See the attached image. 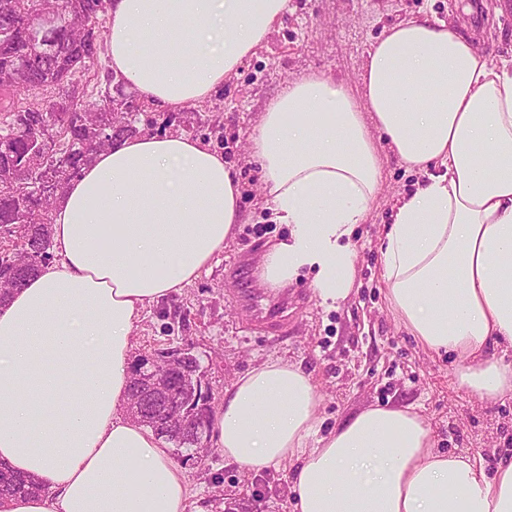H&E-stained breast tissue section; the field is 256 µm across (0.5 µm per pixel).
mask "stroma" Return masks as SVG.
Instances as JSON below:
<instances>
[{
	"label": "stroma",
	"mask_w": 512,
	"mask_h": 512,
	"mask_svg": "<svg viewBox=\"0 0 512 512\" xmlns=\"http://www.w3.org/2000/svg\"><path fill=\"white\" fill-rule=\"evenodd\" d=\"M424 12L476 34L493 63L512 60V12L495 15L489 0H290L288 13L237 77L210 100L175 113L174 129L209 144L240 171L245 222L208 272L143 308L133 356L191 346L201 385L217 405L237 378L279 356L318 385L323 431L370 405H412L432 424L442 451L480 453L493 467L512 456V401L484 403L458 387L455 358L424 353L387 308L378 239L397 195L412 190L415 173L397 160L386 163L371 211L352 237L354 287L337 308L321 306L306 276L276 293L257 290V255L288 232L271 222L260 176L247 163L248 135L259 113L305 71L356 80L383 27ZM173 460L187 478L190 512H225V505L240 508L256 497L262 512H292L285 467L255 475L228 463L216 447L198 462L178 453Z\"/></svg>",
	"instance_id": "stroma-1"
}]
</instances>
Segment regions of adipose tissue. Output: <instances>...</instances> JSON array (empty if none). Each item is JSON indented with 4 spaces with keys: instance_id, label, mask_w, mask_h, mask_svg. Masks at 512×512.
Listing matches in <instances>:
<instances>
[{
    "instance_id": "obj_1",
    "label": "adipose tissue",
    "mask_w": 512,
    "mask_h": 512,
    "mask_svg": "<svg viewBox=\"0 0 512 512\" xmlns=\"http://www.w3.org/2000/svg\"><path fill=\"white\" fill-rule=\"evenodd\" d=\"M288 0H112V71L160 111L207 101L255 53ZM361 93L312 71L249 133L273 222L259 283L310 275L323 305L353 287L351 237L387 158L419 174L380 237L394 320L432 355L458 359L480 401L512 398V64H492L445 20L389 26ZM224 157L181 133L99 152L51 212L54 262L0 306V461L51 491L0 512H187L166 444L127 414L142 307L207 271L243 221ZM311 376L268 359L237 378L210 419L225 459L251 473L291 466L293 512H512V458L436 446L411 407L370 406L320 435Z\"/></svg>"
}]
</instances>
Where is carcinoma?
I'll return each instance as SVG.
<instances>
[{"label":"carcinoma","instance_id":"cac0c4a2","mask_svg":"<svg viewBox=\"0 0 512 512\" xmlns=\"http://www.w3.org/2000/svg\"><path fill=\"white\" fill-rule=\"evenodd\" d=\"M54 6L63 19L45 32L40 13ZM105 12L106 0H0V300L53 258L50 214L69 183L98 152L138 133L137 113L110 92L113 73H106L101 107L69 88L75 73L94 68L100 49L96 32ZM42 86L62 89L64 96L53 102L15 100ZM156 368L181 398L171 411L172 426L161 437L185 449L190 459L207 444L179 429V415L187 407L200 408L205 434L212 413L211 406L194 399L201 365L193 359L172 370L161 357ZM128 411L136 422L153 424L133 385ZM38 491L34 478L0 463L1 499Z\"/></svg>","mask_w":512,"mask_h":512}]
</instances>
